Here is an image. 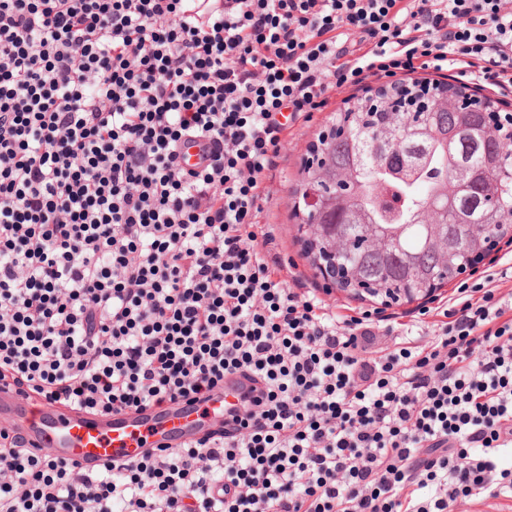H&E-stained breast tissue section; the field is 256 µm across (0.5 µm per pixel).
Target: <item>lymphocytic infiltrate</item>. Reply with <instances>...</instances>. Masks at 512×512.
<instances>
[{"instance_id": "lymphocytic-infiltrate-1", "label": "lymphocytic infiltrate", "mask_w": 512, "mask_h": 512, "mask_svg": "<svg viewBox=\"0 0 512 512\" xmlns=\"http://www.w3.org/2000/svg\"><path fill=\"white\" fill-rule=\"evenodd\" d=\"M0 0V379L109 414L257 386L220 439L97 477L0 430V512H451L512 494V276L371 350L258 220L292 123L453 70L512 96V0ZM201 138L205 168L178 145ZM178 154L185 170L199 169L208 163L209 145L201 139L187 140L180 145Z\"/></svg>"}]
</instances>
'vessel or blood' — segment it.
I'll use <instances>...</instances> for the list:
<instances>
[{"instance_id":"vessel-or-blood-1","label":"vessel or blood","mask_w":512,"mask_h":512,"mask_svg":"<svg viewBox=\"0 0 512 512\" xmlns=\"http://www.w3.org/2000/svg\"><path fill=\"white\" fill-rule=\"evenodd\" d=\"M184 169L206 165V141H184L179 149ZM252 384L238 374L224 378L223 386L203 399H180L140 410L108 415L92 414L40 395H22L13 379L0 381V425L34 448L53 449L56 457L75 465L83 477L99 472L102 464L140 458L161 447L175 448L224 430L231 409L240 407Z\"/></svg>"}]
</instances>
